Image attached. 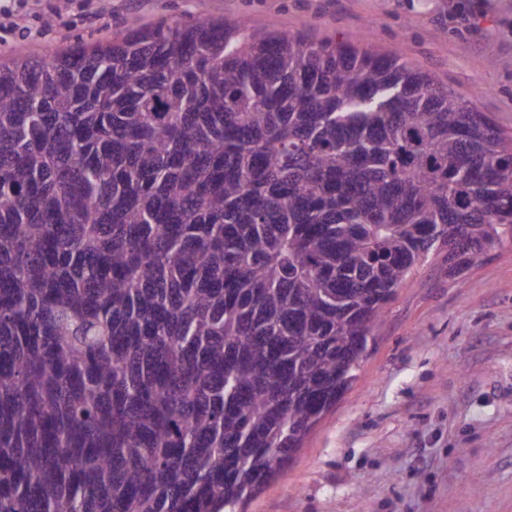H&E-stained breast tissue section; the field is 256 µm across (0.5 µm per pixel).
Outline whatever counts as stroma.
Here are the masks:
<instances>
[{"label":"stroma","mask_w":512,"mask_h":512,"mask_svg":"<svg viewBox=\"0 0 512 512\" xmlns=\"http://www.w3.org/2000/svg\"><path fill=\"white\" fill-rule=\"evenodd\" d=\"M201 18L373 42L512 138V0H0V60ZM239 512H512V239L456 276L416 266L352 385Z\"/></svg>","instance_id":"1"}]
</instances>
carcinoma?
<instances>
[{"label": "carcinoma", "mask_w": 512, "mask_h": 512, "mask_svg": "<svg viewBox=\"0 0 512 512\" xmlns=\"http://www.w3.org/2000/svg\"><path fill=\"white\" fill-rule=\"evenodd\" d=\"M512 235V139L239 20L0 60V512H236L419 263Z\"/></svg>", "instance_id": "cac0c4a2"}]
</instances>
